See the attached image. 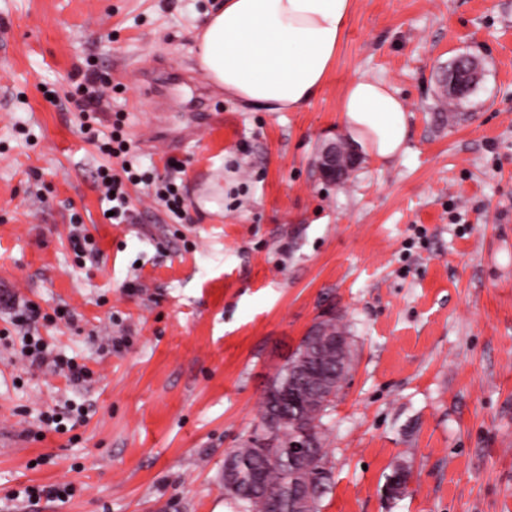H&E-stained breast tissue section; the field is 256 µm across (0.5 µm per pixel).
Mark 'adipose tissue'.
Returning <instances> with one entry per match:
<instances>
[{"instance_id":"adipose-tissue-1","label":"adipose tissue","mask_w":512,"mask_h":512,"mask_svg":"<svg viewBox=\"0 0 512 512\" xmlns=\"http://www.w3.org/2000/svg\"><path fill=\"white\" fill-rule=\"evenodd\" d=\"M353 0H224L196 36L199 70L216 88L265 112H296L316 98L335 63ZM340 118L358 154L384 162L409 135L408 107L389 84L361 76Z\"/></svg>"}]
</instances>
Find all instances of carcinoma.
I'll return each mask as SVG.
<instances>
[{"mask_svg":"<svg viewBox=\"0 0 512 512\" xmlns=\"http://www.w3.org/2000/svg\"><path fill=\"white\" fill-rule=\"evenodd\" d=\"M320 327L325 334L320 352L322 367L305 377L304 392L292 402L264 397L262 419L276 421L277 446L265 453L256 447V438L252 437L228 454L229 465L238 476L232 497L242 505L243 512H270L274 495L296 478L301 480L303 495L310 501L309 512H318L321 499L331 488L332 471L323 448V422L318 413L331 407L324 395L326 372L336 367L335 340L344 329L334 316L322 321ZM309 429L314 431L318 447L305 449L301 471L297 472L288 463V433Z\"/></svg>","mask_w":512,"mask_h":512,"instance_id":"cac0c4a2","label":"carcinoma"}]
</instances>
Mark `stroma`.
I'll return each mask as SVG.
<instances>
[{
  "label": "stroma",
  "mask_w": 512,
  "mask_h": 512,
  "mask_svg": "<svg viewBox=\"0 0 512 512\" xmlns=\"http://www.w3.org/2000/svg\"><path fill=\"white\" fill-rule=\"evenodd\" d=\"M219 2L0 0V512H242L225 455L329 312L353 364L323 419L320 512H512V0H354L297 112L253 110L199 72L194 32ZM462 55L481 78L456 100ZM93 72L112 90L87 114ZM360 76L405 99L410 135L330 183L315 161L345 140ZM114 131L142 169L179 163L182 223L141 186L133 223L105 218L94 142ZM77 224L96 257H76ZM28 302L64 313L36 325V364L13 325ZM65 357L92 382L70 383ZM67 402L85 423L35 438ZM402 466L409 491L389 496ZM58 483L70 499L22 495Z\"/></svg>",
  "instance_id": "stroma-1"
}]
</instances>
